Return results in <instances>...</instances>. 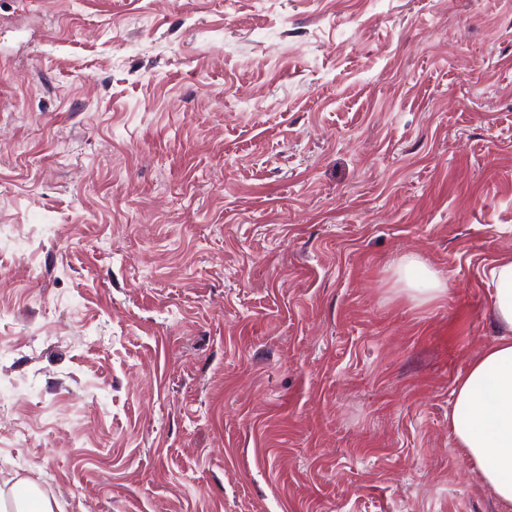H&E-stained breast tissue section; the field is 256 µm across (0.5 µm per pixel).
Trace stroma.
I'll list each match as a JSON object with an SVG mask.
<instances>
[{
	"mask_svg": "<svg viewBox=\"0 0 512 512\" xmlns=\"http://www.w3.org/2000/svg\"><path fill=\"white\" fill-rule=\"evenodd\" d=\"M508 256L512 0H0V481L54 512H512L448 421ZM397 281L402 283L414 299L428 301L445 289L437 273L416 256H404L394 269Z\"/></svg>",
	"mask_w": 512,
	"mask_h": 512,
	"instance_id": "stroma-1",
	"label": "stroma"
}]
</instances>
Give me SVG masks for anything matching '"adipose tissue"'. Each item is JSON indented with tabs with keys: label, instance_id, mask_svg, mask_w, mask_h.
<instances>
[{
	"label": "adipose tissue",
	"instance_id": "adipose-tissue-1",
	"mask_svg": "<svg viewBox=\"0 0 512 512\" xmlns=\"http://www.w3.org/2000/svg\"><path fill=\"white\" fill-rule=\"evenodd\" d=\"M395 275L414 299L428 301L445 283L418 257L401 258ZM498 334L473 360L453 392L451 430L465 460L495 496L512 504V256L488 272ZM0 512H53L49 496L25 478L0 488Z\"/></svg>",
	"mask_w": 512,
	"mask_h": 512
}]
</instances>
